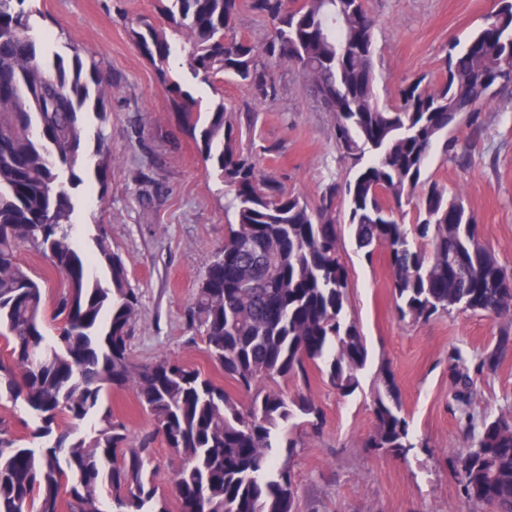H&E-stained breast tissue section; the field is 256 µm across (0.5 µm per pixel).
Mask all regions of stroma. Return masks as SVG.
Listing matches in <instances>:
<instances>
[{"label":"stroma","mask_w":512,"mask_h":512,"mask_svg":"<svg viewBox=\"0 0 512 512\" xmlns=\"http://www.w3.org/2000/svg\"><path fill=\"white\" fill-rule=\"evenodd\" d=\"M366 6L380 21L377 95L381 103L394 105L404 79L443 78V45L464 42L493 0H366ZM28 8L35 32H51L56 42L78 45L82 56L103 64L108 120L100 135L90 136L89 147L110 159L111 173L106 185L72 189V222L87 251L98 227L106 228L132 288L140 293L132 355L141 362L177 358L223 380L202 345L189 343L188 321L199 281L224 242V187L195 139L182 130L155 66L132 41L130 31L139 19L165 29L158 0H30ZM167 38L168 73L194 101L254 107L253 130L242 135L240 146L286 191L312 201L330 179L344 175L331 136L335 116L292 68L275 67L279 95L258 105L243 85L201 83L190 70L184 37L168 32ZM451 137L458 142L456 153L433 152L424 177L462 198L477 218L481 240L512 268V94L484 112L481 127L464 123ZM340 252L350 274L347 314L366 338L371 369L348 397L319 373L311 374L308 393L323 412V425L305 437L294 461L298 510L458 512L449 462L466 441L452 397L448 352L493 347L498 324L460 311L426 323L400 320L386 251L365 259L346 234ZM382 364L392 371L421 442L404 460L365 445L374 425L373 371ZM510 405L512 351L481 383L473 412L495 415Z\"/></svg>","instance_id":"1"}]
</instances>
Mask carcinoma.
<instances>
[{
	"instance_id": "carcinoma-1",
	"label": "carcinoma",
	"mask_w": 512,
	"mask_h": 512,
	"mask_svg": "<svg viewBox=\"0 0 512 512\" xmlns=\"http://www.w3.org/2000/svg\"><path fill=\"white\" fill-rule=\"evenodd\" d=\"M25 2L0 0V337L10 346L0 358V398L22 401L38 425L25 438L0 419V512H106L107 495L112 512H170L150 470L157 437L174 457L178 512H297L291 460L322 413L307 393L269 382L297 378L307 387L314 369L343 396L360 387L368 349L347 318L344 224L365 258L387 251L400 319L462 310L501 323L494 348L470 357L454 349L448 370L467 442L454 463L463 499L512 512V411L478 420L471 412L477 383L512 350V270L478 237L458 197L423 178L437 144L453 146L448 133L461 115L479 125L512 89V0H494L464 44L444 49L441 81H404L396 106L375 93L377 21L365 0H305L288 13L281 0H249L271 23L260 44L237 34L241 0H161L201 82L235 81L261 104L278 95L271 65L286 64L335 113L346 174L321 188L315 206L239 151L224 101L203 121L184 103L163 69L166 33L132 30L226 187L233 223L197 289L189 342L202 341L234 394L187 362L132 356L139 297L125 263L107 233L94 238L92 255L71 233L67 186L109 178L108 161L90 166L83 152L87 115L106 120L101 63H84L77 47L69 65L47 56ZM404 202L416 208L409 228L393 218ZM25 244L61 276L58 296L19 259ZM49 313L59 321L53 334L43 330ZM380 374L367 447L405 459L416 447L410 423L392 375ZM111 389L131 390L150 418L152 430L136 443L106 405Z\"/></svg>"
}]
</instances>
